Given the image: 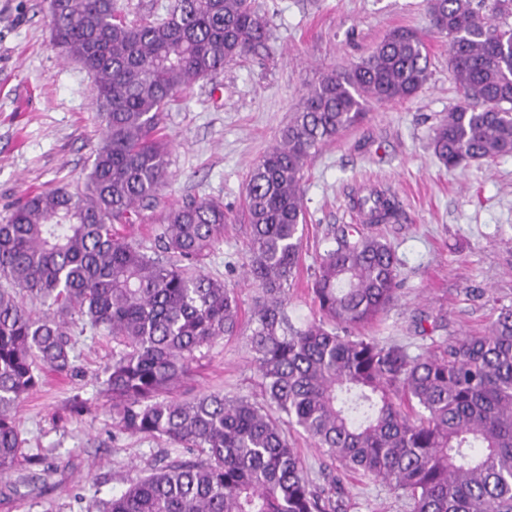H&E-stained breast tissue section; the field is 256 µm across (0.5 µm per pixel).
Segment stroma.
I'll use <instances>...</instances> for the list:
<instances>
[{"label":"stroma","instance_id":"obj_1","mask_svg":"<svg viewBox=\"0 0 512 512\" xmlns=\"http://www.w3.org/2000/svg\"><path fill=\"white\" fill-rule=\"evenodd\" d=\"M269 21L265 48L225 64L179 95L162 114L173 175L155 207L122 231L155 250L156 220L170 204L223 201L233 221L204 259L205 274L224 280L251 314L255 286L245 278L249 226L241 219L252 167L328 72L348 68L385 35L407 28L423 36L429 79L405 102L375 105L356 126L323 146L304 170L302 255L288 290L292 323L316 308L307 285L335 233L352 224L354 195L388 187L400 205L396 221L372 225L395 250L397 298L364 327L366 335L410 353H441L463 334L479 335L497 308L512 306V154L450 171L430 146L437 122L460 101L448 72V41L432 33L426 0H257ZM43 0H0V220L36 190L82 187L100 142L94 77L52 45ZM250 324L217 340L177 390L189 400L221 391L261 399L252 364ZM74 370L48 374L17 408L27 440L16 466L0 476V512H87L154 468L165 441L120 431L101 395L112 338L100 329L72 330ZM316 484L341 475L345 512H409L405 496L382 482L342 473L338 463L296 428H286Z\"/></svg>","mask_w":512,"mask_h":512}]
</instances>
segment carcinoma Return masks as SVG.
<instances>
[{"mask_svg": "<svg viewBox=\"0 0 512 512\" xmlns=\"http://www.w3.org/2000/svg\"><path fill=\"white\" fill-rule=\"evenodd\" d=\"M427 0L448 38L462 102L434 128L450 170L512 154V0ZM53 42L97 79L102 137L85 188L29 194L0 224V473L24 448L18 402L45 370L73 366L71 330L112 336L102 392L121 430L193 455L140 477L98 512H336L288 445L299 427L345 471L408 497L410 512H512V306L481 336L416 354L358 329L395 301L399 259L372 232L334 236L311 283L318 316L288 319L300 261L303 170L358 124L371 102L416 96L429 78L424 39L398 28L367 57L313 86L245 188L252 362L264 398L216 391L167 397L202 349L240 330L236 292L197 263L224 237L215 198L163 211L160 259L115 228L131 224L169 178L160 116L176 96L268 39L255 0H170L160 21H129L115 0H45ZM370 222L395 216L392 196L358 199ZM48 306L27 307L23 296Z\"/></svg>", "mask_w": 512, "mask_h": 512, "instance_id": "1", "label": "carcinoma"}]
</instances>
